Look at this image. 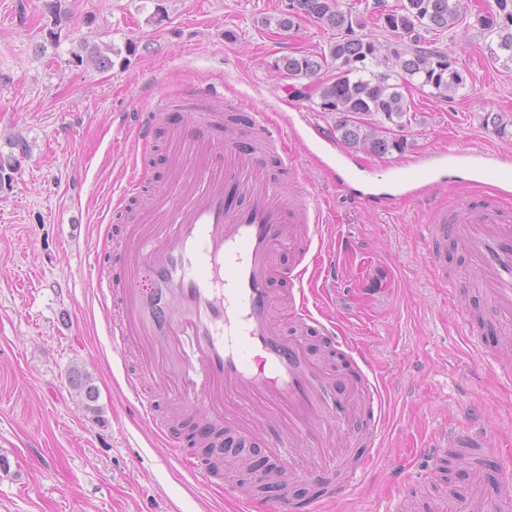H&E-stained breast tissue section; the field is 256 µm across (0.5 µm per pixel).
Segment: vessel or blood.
Returning a JSON list of instances; mask_svg holds the SVG:
<instances>
[{
	"label": "vessel or blood",
	"instance_id": "b4317fda",
	"mask_svg": "<svg viewBox=\"0 0 512 512\" xmlns=\"http://www.w3.org/2000/svg\"><path fill=\"white\" fill-rule=\"evenodd\" d=\"M175 138L171 177L126 231L122 273H100L92 282L101 307L117 308L122 321L113 345H137L143 364L127 378L133 407L168 447L181 438L168 432L158 404L168 401L191 420L204 416L214 430L236 429L252 444L263 437L271 453L269 472L282 493L261 504L263 512H322L355 488L375 457L385 420L384 398L359 357L340 370L314 357L307 336L334 340L336 324L310 300L306 261L319 227V214L300 194L283 195L262 177L264 153L242 152L228 140L216 150L205 121L184 126ZM485 151H440L432 162L390 178L402 198L414 199L444 186L443 172L458 167L469 175L512 182V157L488 161ZM431 267L446 262L442 245L454 239L468 255L492 306L473 342L512 319V209L500 196L459 197L454 210L434 208L425 226ZM296 254L279 271V246ZM287 280L286 295L273 281ZM297 329L289 336L281 321ZM275 417L258 430L259 408ZM180 464L207 485L238 497L234 481L221 479L208 464L180 456ZM304 481L319 495L299 502L284 488ZM448 512H486L481 488L466 499L448 497Z\"/></svg>",
	"mask_w": 512,
	"mask_h": 512
}]
</instances>
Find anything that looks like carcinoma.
Returning a JSON list of instances; mask_svg holds the SVG:
<instances>
[{
	"label": "carcinoma",
	"instance_id": "cac0c4a2",
	"mask_svg": "<svg viewBox=\"0 0 512 512\" xmlns=\"http://www.w3.org/2000/svg\"><path fill=\"white\" fill-rule=\"evenodd\" d=\"M496 8L474 14L472 27L481 34L495 36L489 47L494 61L512 62V0H495ZM467 17L466 0H402L397 8L378 16L380 27L396 40H407L406 51L395 58L381 54L380 41L365 32L368 18L342 8L340 0H290L288 10L276 19L278 28L291 30L303 19H314L336 29L339 36L328 51L318 55L298 52L275 61L280 75L297 86L311 88L323 111L334 116L336 140L352 151L377 154L399 153L408 148L404 130L410 103L402 90L412 85L421 90L430 87L434 97L454 99L464 86L465 75L453 64L435 65V60L450 53L424 36L459 25ZM120 51L106 42L85 47V53L73 54L79 64L98 68L112 67V56ZM243 448L230 438L218 447L201 448L203 458L214 470L229 463ZM250 471L253 488L266 494L276 483L265 479L266 468L242 462Z\"/></svg>",
	"mask_w": 512,
	"mask_h": 512
}]
</instances>
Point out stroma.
I'll return each mask as SVG.
<instances>
[{
  "instance_id": "stroma-1",
  "label": "stroma",
  "mask_w": 512,
  "mask_h": 512,
  "mask_svg": "<svg viewBox=\"0 0 512 512\" xmlns=\"http://www.w3.org/2000/svg\"><path fill=\"white\" fill-rule=\"evenodd\" d=\"M286 3L66 0L57 25L38 0H0V159L14 165L0 182V512H234L131 411L133 365L114 352L110 318L89 286L96 258L126 232L133 199L120 192L135 168L156 161L140 194L164 183L166 135L196 118L160 107V99L201 86L216 103L280 127L267 175L285 185L301 177L303 194L323 208L326 239L336 243L335 285H324L318 269L311 284L387 390L378 455L353 496L328 512H392L402 493L412 512H437L447 491L463 494L471 479L448 462L461 430L512 445V392L466 339L472 310L488 309L489 298L461 295L472 280L463 250H455L444 282L432 277L424 228L431 208L499 184L452 174L445 191L393 209L356 200L361 191L390 192L387 174L422 153L512 151V67L493 61L486 38L467 23L431 33L456 57L464 87L450 101L406 90L407 151L350 152L354 176L342 181L335 150L313 132L330 130L332 116L297 97L272 67L299 51L327 50L336 32L309 19L279 29L272 19ZM159 8L161 22L149 23ZM103 37L118 51L136 43L137 52L114 57L104 71L74 63L82 42ZM148 119L165 135L142 153L135 134ZM79 374L98 389L94 410L74 385ZM430 467L437 477L423 479Z\"/></svg>"
}]
</instances>
